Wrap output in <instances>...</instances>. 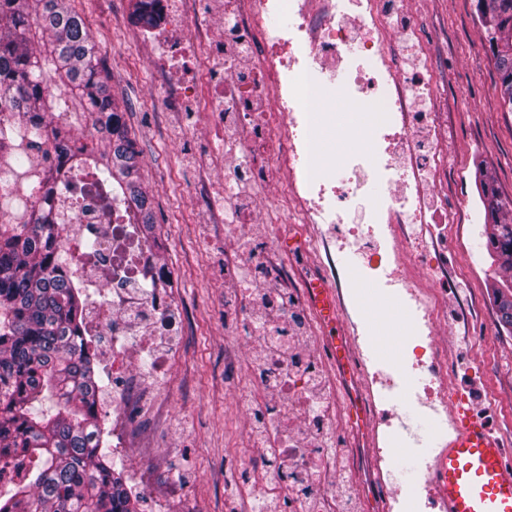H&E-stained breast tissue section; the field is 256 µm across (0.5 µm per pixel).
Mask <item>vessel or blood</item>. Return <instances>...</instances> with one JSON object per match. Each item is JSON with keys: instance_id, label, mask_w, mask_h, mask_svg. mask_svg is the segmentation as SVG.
I'll list each match as a JSON object with an SVG mask.
<instances>
[{"instance_id": "b4317fda", "label": "vessel or blood", "mask_w": 512, "mask_h": 512, "mask_svg": "<svg viewBox=\"0 0 512 512\" xmlns=\"http://www.w3.org/2000/svg\"><path fill=\"white\" fill-rule=\"evenodd\" d=\"M320 317L339 314L336 294L326 284L315 290ZM435 497L445 512H512V461L485 420L458 409L456 434L435 450L416 449Z\"/></svg>"}]
</instances>
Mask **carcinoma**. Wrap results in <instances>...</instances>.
Segmentation results:
<instances>
[{
  "instance_id": "cac0c4a2",
  "label": "carcinoma",
  "mask_w": 512,
  "mask_h": 512,
  "mask_svg": "<svg viewBox=\"0 0 512 512\" xmlns=\"http://www.w3.org/2000/svg\"><path fill=\"white\" fill-rule=\"evenodd\" d=\"M503 108L512 112V0H477ZM83 19L67 0H0V115L26 132L18 153L0 135V160L54 158L29 195L24 220L0 214V512H137L122 464L99 435V385L82 337L83 294L60 238L81 195L97 194L117 224L155 220L140 154ZM88 115L103 150L77 145L57 115ZM487 248L506 277L498 320L512 328V201L483 184Z\"/></svg>"
}]
</instances>
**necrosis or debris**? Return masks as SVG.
Here are the masks:
<instances>
[{"label":"necrosis or debris","mask_w":512,"mask_h":512,"mask_svg":"<svg viewBox=\"0 0 512 512\" xmlns=\"http://www.w3.org/2000/svg\"><path fill=\"white\" fill-rule=\"evenodd\" d=\"M199 4L154 0L169 22L154 48L168 56L174 33H185L199 65L189 76L165 69V86L179 111L208 113L200 134L233 130L228 152L211 160L224 172L221 195L209 200L212 211L229 227L240 212L247 222L266 223L261 189L299 223L335 225L340 249L360 258V279L407 311L411 339L397 366L375 363L366 339L357 350L363 377L385 392L414 374L418 407L442 415L449 391L435 338L448 306V260L439 246L436 175L446 158L436 116L426 107L429 79L407 76L388 51L412 32L413 0H210L204 10ZM275 15L288 17L287 28H270ZM342 127L359 147L338 167L318 149ZM70 234L93 236L102 253L87 259L70 250L77 278L95 291L85 326L103 336L114 377L100 430L120 458L136 438L130 409L166 417L129 358L160 328L179 327L182 311L163 287L172 273L167 261L133 225L108 223L102 201L82 204ZM106 279L112 288L103 294ZM314 285L260 257L224 253L225 338L233 352L248 343L259 353L236 398L264 462L229 483V498H282L288 512H346L334 493L338 393L326 378V356L309 342ZM274 343L287 345V366L266 364L263 355Z\"/></svg>","instance_id":"4bbe7bcc"}]
</instances>
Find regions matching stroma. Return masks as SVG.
I'll list each match as a JSON object with an SVG mask.
<instances>
[{
  "label": "stroma",
  "instance_id": "stroma-1",
  "mask_svg": "<svg viewBox=\"0 0 512 512\" xmlns=\"http://www.w3.org/2000/svg\"><path fill=\"white\" fill-rule=\"evenodd\" d=\"M84 20L106 65L115 101L140 152L141 181L157 220V250L173 261L167 287L185 311L179 357L172 372L155 371L153 353L132 357V368L150 376L167 407L161 428L144 432L129 466L151 471L150 484L133 489L141 512H152L155 492L172 484L186 489L191 512H224L227 476L250 466L255 451L244 429L245 414L234 392L246 376L251 355L238 359L237 374L224 368V225L195 193L213 153L224 141L206 138L175 113L172 94L160 87L144 57L136 0H70ZM399 68L424 70L434 86L431 109L442 130L448 162L439 191L446 218L448 329L435 339L448 364L454 406L485 419L512 448V331L498 322L495 291L503 273L486 250L480 183L493 178L512 198V112L504 111L495 88L496 71L475 0H416L413 36L393 47ZM264 212L275 203L260 201ZM276 224L288 221L276 212ZM276 224H250L230 234L235 240H274ZM342 286L359 289L351 314L316 326L315 335L353 338L357 330L401 318L398 301L363 288L355 267L338 271ZM341 390L342 434L350 442L342 460L357 489L372 483L378 419L370 392L353 364H330Z\"/></svg>",
  "mask_w": 512,
  "mask_h": 512
}]
</instances>
